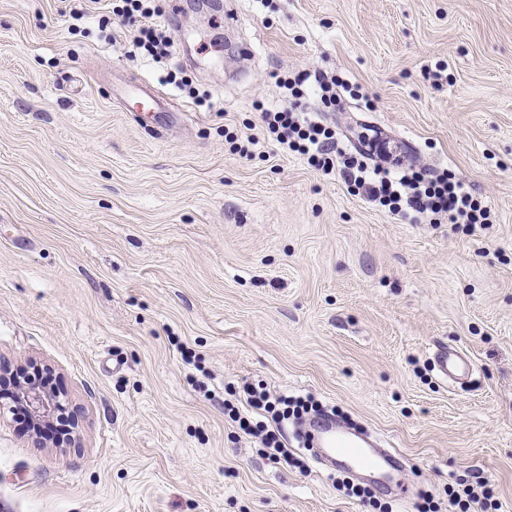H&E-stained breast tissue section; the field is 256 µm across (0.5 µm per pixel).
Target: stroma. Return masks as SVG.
<instances>
[{
    "mask_svg": "<svg viewBox=\"0 0 512 512\" xmlns=\"http://www.w3.org/2000/svg\"><path fill=\"white\" fill-rule=\"evenodd\" d=\"M160 6L197 98L128 56L138 18L75 32L67 0H0V359L47 365L77 423L56 446L0 414V502L369 512L225 415L259 381L398 449L396 512L458 478L512 512V0H237L219 28L210 0ZM304 69L374 103L304 98L340 147L452 170L492 224L402 221L281 152L259 109ZM137 80L184 117L133 111ZM441 343L464 384L437 376ZM434 362L438 374L443 381L462 380L469 377L473 371L471 361L459 351L446 345H440L434 352Z\"/></svg>",
    "mask_w": 512,
    "mask_h": 512,
    "instance_id": "35a3bbf8",
    "label": "stroma"
}]
</instances>
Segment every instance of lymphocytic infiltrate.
Masks as SVG:
<instances>
[{
    "instance_id": "obj_1",
    "label": "lymphocytic infiltrate",
    "mask_w": 512,
    "mask_h": 512,
    "mask_svg": "<svg viewBox=\"0 0 512 512\" xmlns=\"http://www.w3.org/2000/svg\"><path fill=\"white\" fill-rule=\"evenodd\" d=\"M159 11L156 0H120L112 8L113 14L141 18L142 24L130 41L131 53L157 63L168 56L171 46L165 32L152 23ZM282 85L290 95L287 104L263 110L262 120L271 139L284 152L305 156L324 174L338 173L351 195L400 219L462 224L470 230L490 223V208L450 171L430 178L421 172L371 170L355 156L337 155L335 132L314 113L305 111L301 102L311 89L319 93L323 103H335L336 90L345 85L344 79L302 71L283 78ZM242 400L239 406L225 402L224 412L229 419L245 434L260 438L264 455L271 463L303 467V459L284 441L282 429L288 420L300 419L312 410L313 399L274 396L264 385L249 383L243 387Z\"/></svg>"
}]
</instances>
